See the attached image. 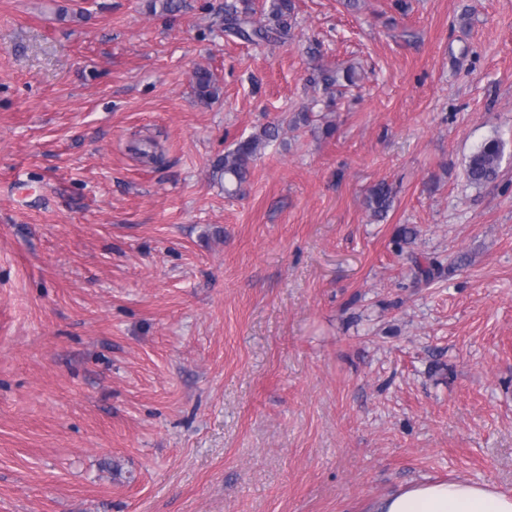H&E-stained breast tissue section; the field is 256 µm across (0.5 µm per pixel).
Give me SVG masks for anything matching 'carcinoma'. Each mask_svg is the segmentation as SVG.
I'll use <instances>...</instances> for the list:
<instances>
[{
	"mask_svg": "<svg viewBox=\"0 0 512 512\" xmlns=\"http://www.w3.org/2000/svg\"><path fill=\"white\" fill-rule=\"evenodd\" d=\"M294 14L293 0H270L268 11L256 17L253 0H232L224 4V17L219 25L222 30L235 38L252 44H275L285 39L292 28ZM312 81L326 88L341 82L351 86L355 83L352 69L315 68ZM194 83L198 100L207 104L218 97L211 73L205 68L194 71ZM280 128L266 125L258 132L237 141L234 147L218 158L213 164L212 174L217 181L224 183V192L235 195L242 191L250 173V165L261 151L271 142L279 139ZM503 155L502 141L496 137L481 143L469 158L466 175L470 183L484 185L494 181L499 175ZM393 203L392 189L381 182L371 187L364 205L375 219L386 216Z\"/></svg>",
	"mask_w": 512,
	"mask_h": 512,
	"instance_id": "obj_1",
	"label": "carcinoma"
}]
</instances>
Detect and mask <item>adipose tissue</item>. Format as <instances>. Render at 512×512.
Here are the masks:
<instances>
[{
	"mask_svg": "<svg viewBox=\"0 0 512 512\" xmlns=\"http://www.w3.org/2000/svg\"><path fill=\"white\" fill-rule=\"evenodd\" d=\"M366 512H512V493L465 479L423 481L372 500Z\"/></svg>",
	"mask_w": 512,
	"mask_h": 512,
	"instance_id": "1",
	"label": "adipose tissue"
}]
</instances>
